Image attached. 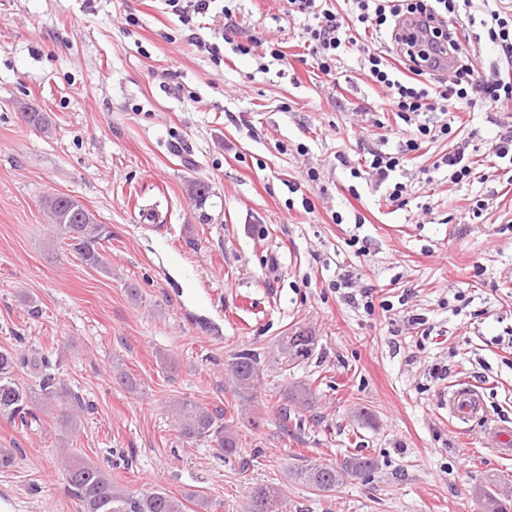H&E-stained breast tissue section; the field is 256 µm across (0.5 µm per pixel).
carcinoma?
Returning <instances> with one entry per match:
<instances>
[{"instance_id":"cac0c4a2","label":"carcinoma","mask_w":512,"mask_h":512,"mask_svg":"<svg viewBox=\"0 0 512 512\" xmlns=\"http://www.w3.org/2000/svg\"><path fill=\"white\" fill-rule=\"evenodd\" d=\"M25 123L43 132L49 131L47 117L30 110L21 113ZM44 210L57 234L68 250L79 256L85 265L108 271L101 253L102 242L112 238L106 224L84 223L85 213L72 206L71 196L57 194L44 199ZM313 337L296 330L279 338L276 349L279 364L286 368L308 358L313 351ZM28 372L34 384L23 385L17 372ZM228 382L233 393L241 400L253 398L260 383L263 369L260 355L241 350L229 356ZM288 402L307 407L312 400L310 388L297 385L287 392ZM49 402L60 408L56 425L61 434L77 430L80 414L88 409L81 397L71 391L53 372L46 358L27 354L20 349L0 347V415L17 420L27 426L36 418L33 407ZM172 417L179 435L188 441L206 440L214 443L224 457L237 452L236 436L224 427V412L192 401H179L173 405ZM375 468L370 458H351L341 465H307L292 472L298 481L321 492H331L343 484L346 476L365 473ZM62 474L72 496L80 502L81 512H188V506L169 493L156 490L135 494L122 490L112 481V473L68 448L63 456ZM280 488L272 485L255 487L246 505V512H273L280 499Z\"/></svg>"}]
</instances>
